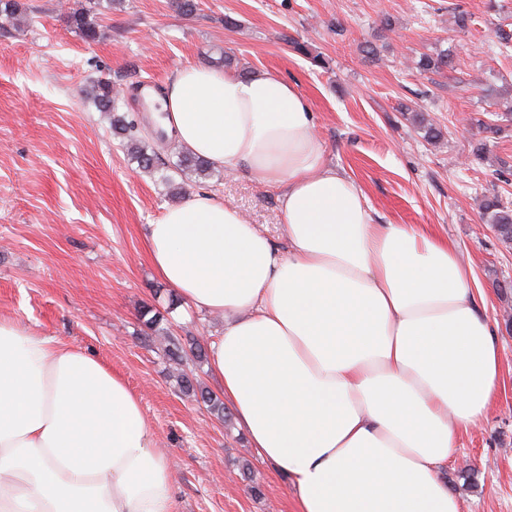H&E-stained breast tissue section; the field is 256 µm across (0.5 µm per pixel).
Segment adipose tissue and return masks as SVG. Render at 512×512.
Here are the masks:
<instances>
[{"mask_svg": "<svg viewBox=\"0 0 512 512\" xmlns=\"http://www.w3.org/2000/svg\"><path fill=\"white\" fill-rule=\"evenodd\" d=\"M160 104L185 149L279 191L287 250L207 192L145 239L158 277L223 314L210 369L295 512H459L441 471L501 356L454 246L377 223L291 81L190 66ZM173 473L120 375L0 317V512H176Z\"/></svg>", "mask_w": 512, "mask_h": 512, "instance_id": "adipose-tissue-1", "label": "adipose tissue"}]
</instances>
